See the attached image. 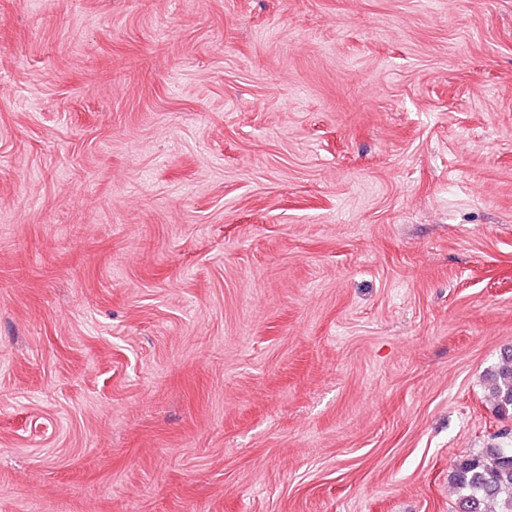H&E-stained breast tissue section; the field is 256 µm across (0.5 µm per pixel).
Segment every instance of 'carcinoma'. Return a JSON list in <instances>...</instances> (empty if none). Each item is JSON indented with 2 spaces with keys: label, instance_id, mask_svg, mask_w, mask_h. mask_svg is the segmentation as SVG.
Returning a JSON list of instances; mask_svg holds the SVG:
<instances>
[{
  "label": "carcinoma",
  "instance_id": "carcinoma-1",
  "mask_svg": "<svg viewBox=\"0 0 512 512\" xmlns=\"http://www.w3.org/2000/svg\"><path fill=\"white\" fill-rule=\"evenodd\" d=\"M489 399L512 419V348L485 375ZM457 512H512V440H502L458 461L449 474Z\"/></svg>",
  "mask_w": 512,
  "mask_h": 512
}]
</instances>
